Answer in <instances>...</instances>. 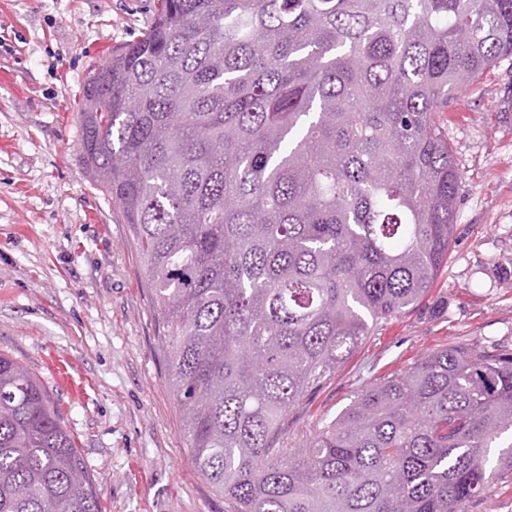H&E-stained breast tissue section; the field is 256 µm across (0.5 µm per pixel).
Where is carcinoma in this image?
Returning a JSON list of instances; mask_svg holds the SVG:
<instances>
[{
  "label": "carcinoma",
  "mask_w": 512,
  "mask_h": 512,
  "mask_svg": "<svg viewBox=\"0 0 512 512\" xmlns=\"http://www.w3.org/2000/svg\"><path fill=\"white\" fill-rule=\"evenodd\" d=\"M512 56V0H155L93 72L82 151L130 227L187 451L233 512H469L512 477V353L459 344L290 425L448 261L436 120ZM0 512H102L0 353Z\"/></svg>",
  "instance_id": "carcinoma-1"
}]
</instances>
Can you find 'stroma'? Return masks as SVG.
Masks as SVG:
<instances>
[{"label": "stroma", "instance_id": "1", "mask_svg": "<svg viewBox=\"0 0 512 512\" xmlns=\"http://www.w3.org/2000/svg\"><path fill=\"white\" fill-rule=\"evenodd\" d=\"M154 0H0V352L42 382L103 512H231L195 469L129 227L81 157L83 88ZM440 124L462 173L448 262L420 306L369 336L311 400L298 449L356 394L431 350H512V57ZM64 358L74 387L47 368Z\"/></svg>", "mask_w": 512, "mask_h": 512}]
</instances>
